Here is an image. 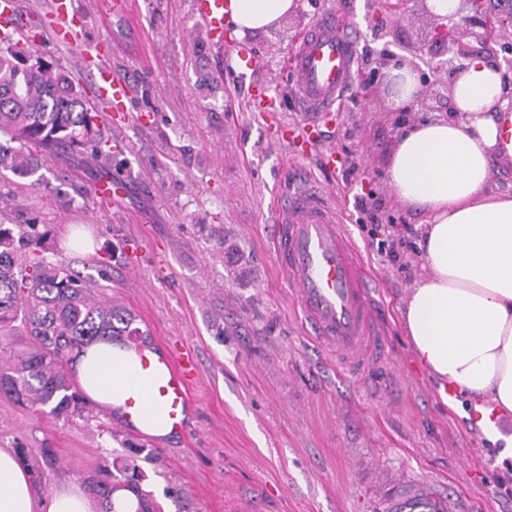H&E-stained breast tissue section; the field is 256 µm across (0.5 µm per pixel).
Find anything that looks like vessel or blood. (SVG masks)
I'll list each match as a JSON object with an SVG mask.
<instances>
[{
    "label": "vessel or blood",
    "mask_w": 512,
    "mask_h": 512,
    "mask_svg": "<svg viewBox=\"0 0 512 512\" xmlns=\"http://www.w3.org/2000/svg\"><path fill=\"white\" fill-rule=\"evenodd\" d=\"M190 10L207 37L224 41V0H191ZM45 32L59 45L81 52L100 99L115 112V128L129 120V87L113 76L104 45L84 47L88 19L78 0H48ZM357 41L334 13L322 15L298 39L287 68L302 103L301 135L313 137L325 113L336 111L354 81ZM272 246L303 315L318 340L349 366L384 354L378 316L368 289L369 274L326 192L301 188L274 198ZM121 349L134 355V368L112 405L123 428L147 435L156 426L183 433L193 410L190 388L198 365L190 351H176L147 336L122 337Z\"/></svg>",
    "instance_id": "b4317fda"
}]
</instances>
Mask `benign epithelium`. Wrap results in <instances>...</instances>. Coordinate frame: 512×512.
<instances>
[{
    "label": "benign epithelium",
    "instance_id": "obj_1",
    "mask_svg": "<svg viewBox=\"0 0 512 512\" xmlns=\"http://www.w3.org/2000/svg\"><path fill=\"white\" fill-rule=\"evenodd\" d=\"M435 42L458 56L485 54L504 75L512 73V57L500 59L493 43L499 33L512 28V3L501 0L490 10L486 0H461V6L445 18L437 17Z\"/></svg>",
    "mask_w": 512,
    "mask_h": 512
}]
</instances>
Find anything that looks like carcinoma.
Here are the masks:
<instances>
[{"instance_id": "cac0c4a2", "label": "carcinoma", "mask_w": 512, "mask_h": 512, "mask_svg": "<svg viewBox=\"0 0 512 512\" xmlns=\"http://www.w3.org/2000/svg\"><path fill=\"white\" fill-rule=\"evenodd\" d=\"M30 53L0 38V170L32 176L41 158L60 152L88 155L112 162L108 140L95 122L97 114L86 108L83 93L58 66H29ZM47 233L37 224L19 226L18 233L0 226V333L27 336L28 351L11 364L0 365V394L30 404L56 419L80 413L78 393L64 367L66 357L97 341L121 336H142L136 316L129 310L95 297L88 282L68 265L40 255ZM36 254L30 270L17 262V252ZM143 449L130 448L116 457L112 467L86 479L90 495L102 512H116L113 495L126 490L135 496V512H160L142 484ZM396 512H439L429 498L408 495Z\"/></svg>"}]
</instances>
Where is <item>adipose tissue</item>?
Segmentation results:
<instances>
[{
  "label": "adipose tissue",
  "instance_id": "ef3b65f1",
  "mask_svg": "<svg viewBox=\"0 0 512 512\" xmlns=\"http://www.w3.org/2000/svg\"><path fill=\"white\" fill-rule=\"evenodd\" d=\"M298 0H225L235 35L266 30L294 13ZM392 108L420 93L408 63L385 72ZM452 120L404 130L387 161V182L406 210L423 215L422 264L402 311L416 358L436 378L512 413V194L492 191L498 163L512 161V99L487 58H469L451 83ZM125 353L88 346L73 365L91 402H113V366ZM0 512H96L74 483L37 500L30 471L0 448Z\"/></svg>",
  "mask_w": 512,
  "mask_h": 512
}]
</instances>
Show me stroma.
Here are the masks:
<instances>
[{"label":"stroma","mask_w":512,"mask_h":512,"mask_svg":"<svg viewBox=\"0 0 512 512\" xmlns=\"http://www.w3.org/2000/svg\"><path fill=\"white\" fill-rule=\"evenodd\" d=\"M329 10L356 33L366 69L382 55L428 73L443 57L423 0H411L400 24L372 0H304L277 26L242 39L229 32L220 45L207 40L190 0H138L137 15L99 16L85 36L90 45L107 39L114 74L130 84L134 113L148 119L124 126L129 148L116 167L61 153L41 168L39 186L0 173V222L43 225L50 260L198 362L188 432L163 440L129 433L91 404L83 416L56 420L0 394V448L25 457L37 496L66 480L83 483L132 444L157 456L143 468L164 512L178 510L169 487L183 490L189 512H386L404 486L434 493L446 512H512V414L498 418L501 437L489 441L470 417L473 400L446 399L401 326L422 217L393 199L386 162L405 126L450 117L453 72L435 73L431 94L405 112L390 106L384 78L374 79L326 117L320 145L298 140L288 150L272 141L277 123L302 118L287 59ZM34 40V56L60 63L93 99L78 52L39 29ZM413 45L429 51L411 57ZM238 48L254 61L243 77L229 62ZM266 84L279 94L276 109L254 111L251 94ZM323 151L335 164L321 166ZM115 173L122 198L94 196ZM301 178L342 209L372 275L387 356L370 367H344L307 334L277 265L273 195ZM71 227L89 232L92 252L64 249ZM223 239L236 245L234 257ZM384 241L401 242L397 265L380 254Z\"/></svg>","instance_id":"1"}]
</instances>
